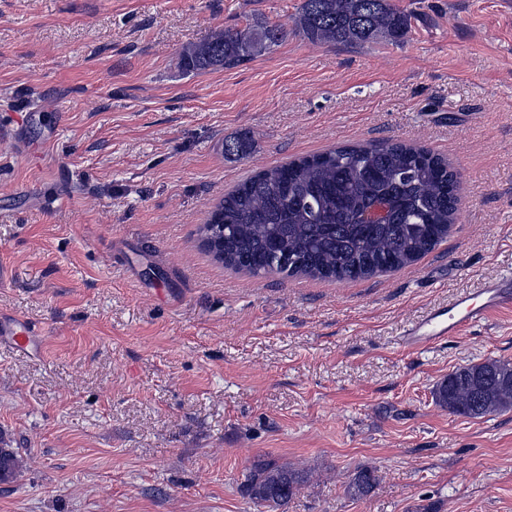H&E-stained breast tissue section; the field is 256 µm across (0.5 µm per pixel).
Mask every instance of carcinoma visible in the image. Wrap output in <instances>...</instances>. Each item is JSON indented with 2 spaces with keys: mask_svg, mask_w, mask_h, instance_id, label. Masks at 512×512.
Returning <instances> with one entry per match:
<instances>
[{
  "mask_svg": "<svg viewBox=\"0 0 512 512\" xmlns=\"http://www.w3.org/2000/svg\"><path fill=\"white\" fill-rule=\"evenodd\" d=\"M299 33L312 43H398L407 19L390 0H303ZM286 36L277 25L219 30L183 49L187 72L232 69L270 50ZM248 137L224 143V154L245 157ZM459 174L422 148L385 141L347 145L260 171L233 190L201 227L206 250L224 266L255 275H305L347 281L401 269L448 237L459 210ZM385 216L369 224L376 205ZM224 225V233L211 225ZM449 413L478 419L512 408V364L486 360L460 367L434 390ZM21 460L0 447V483L11 482ZM310 471L275 459L254 464L242 495L266 512H278ZM375 470H356L347 485L353 498L368 495Z\"/></svg>",
  "mask_w": 512,
  "mask_h": 512,
  "instance_id": "carcinoma-1",
  "label": "carcinoma"
}]
</instances>
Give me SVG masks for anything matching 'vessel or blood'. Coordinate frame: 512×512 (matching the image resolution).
Returning <instances> with one entry per match:
<instances>
[{
  "mask_svg": "<svg viewBox=\"0 0 512 512\" xmlns=\"http://www.w3.org/2000/svg\"><path fill=\"white\" fill-rule=\"evenodd\" d=\"M512 305V273L483 281L478 288L455 295L448 304L431 309L400 337L401 346L422 350L458 336L469 326L484 322L489 314ZM39 329L18 317L0 316V341L16 349L36 346Z\"/></svg>",
  "mask_w": 512,
  "mask_h": 512,
  "instance_id": "1",
  "label": "vessel or blood"
}]
</instances>
